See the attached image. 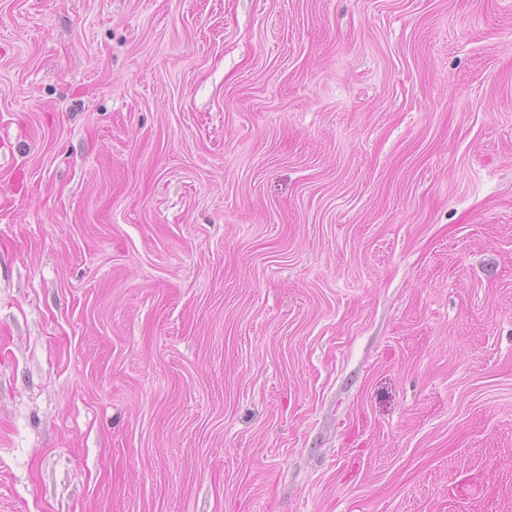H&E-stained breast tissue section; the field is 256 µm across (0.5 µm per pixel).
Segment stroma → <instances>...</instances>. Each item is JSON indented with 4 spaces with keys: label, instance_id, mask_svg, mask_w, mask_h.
Listing matches in <instances>:
<instances>
[{
    "label": "stroma",
    "instance_id": "obj_1",
    "mask_svg": "<svg viewBox=\"0 0 512 512\" xmlns=\"http://www.w3.org/2000/svg\"><path fill=\"white\" fill-rule=\"evenodd\" d=\"M0 512H512V0H0Z\"/></svg>",
    "mask_w": 512,
    "mask_h": 512
}]
</instances>
